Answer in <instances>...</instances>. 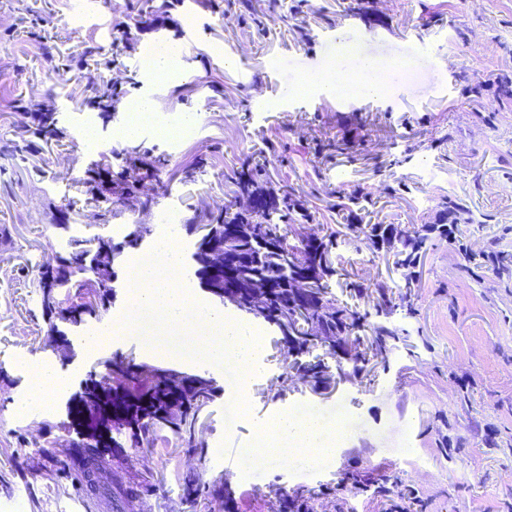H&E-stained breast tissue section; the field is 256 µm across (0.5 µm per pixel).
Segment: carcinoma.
Masks as SVG:
<instances>
[{
  "label": "carcinoma",
  "mask_w": 512,
  "mask_h": 512,
  "mask_svg": "<svg viewBox=\"0 0 512 512\" xmlns=\"http://www.w3.org/2000/svg\"><path fill=\"white\" fill-rule=\"evenodd\" d=\"M88 100L105 104L109 109H118L121 98L111 87L104 89L88 84L84 88ZM21 130L28 136L27 147L32 155H39V145L51 147L60 141L52 112L20 113ZM121 172L116 185H105L95 176L110 171L112 156L102 155L100 161L87 167L83 173V183L89 187L90 201L99 210L105 222L112 218L116 206L123 202L124 194L135 190L146 180L157 184L163 182L165 159L151 157L149 153L132 148L120 157ZM235 184L242 193H259L269 198L264 221L259 222L251 214L241 211L232 212L224 208L212 217L211 223L216 225L213 243L217 247L224 246V234L236 227L240 236L236 238L241 254L245 259L243 274L246 279H256L267 286L268 296L265 311L253 313L256 319L273 323L282 317L293 320V314L300 302H305L316 317L318 333L316 337L329 344V354L337 355L335 343L339 336L365 338L364 349L358 348L348 353L347 361L352 364L351 375L358 376L367 363L366 351L377 354L386 351L388 340L395 336L394 330L382 322H369L370 313L362 311L355 305L343 303L329 292L330 281L338 271L332 261V249L340 236H362L372 247L380 249L391 245V238L402 240L396 253L395 265L407 270L402 278L401 287L409 292L414 288L418 256L426 242L437 234L448 237V225L457 224L465 213L464 208L450 200L443 209L445 223L423 224L413 231H403L391 224H339L337 229L318 239V244L303 243L299 235L292 234L290 223L294 220L293 213L298 206L293 199V191L278 192L264 185L263 169L255 168L248 174H235ZM367 193L360 190L348 196H337L336 210L354 212L362 209L361 202ZM103 246L114 253L113 275L123 262L125 253L137 248L135 231H130L121 240L110 236L100 238ZM84 239L72 238L69 250L60 254V262L56 269L40 271L35 278V287L41 294V307L47 332H52L56 317L77 309L74 299L83 291L96 287L98 302L96 307L79 312L81 322L102 321L112 307L110 278L98 279L92 260L85 257L82 250ZM196 259L191 263L193 275L202 287L209 285L208 265L205 262L206 252L195 250ZM487 259L498 273L512 270V253H487ZM300 275L312 281V287L305 299L301 300L291 288L294 276ZM378 295L377 314L388 315L395 307L393 294L383 285H376ZM133 365L122 359H112V375L116 386H121L134 403L131 405L132 418L126 425L116 429L112 439L122 448H149L153 444V436L159 430H166L181 439L190 448H200L202 444L195 438V422L202 406L213 401L219 391L214 379L205 380L198 390L180 400L170 399L165 388V377L158 376L151 380L134 381ZM302 375L312 379L316 387H328L334 379L333 373L322 362H306L301 368Z\"/></svg>",
  "instance_id": "1"
}]
</instances>
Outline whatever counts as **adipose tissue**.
Wrapping results in <instances>:
<instances>
[{
    "instance_id": "ef3b65f1",
    "label": "adipose tissue",
    "mask_w": 512,
    "mask_h": 512,
    "mask_svg": "<svg viewBox=\"0 0 512 512\" xmlns=\"http://www.w3.org/2000/svg\"><path fill=\"white\" fill-rule=\"evenodd\" d=\"M354 69H345L344 59L325 68L319 77L301 79L299 89L308 94L335 84L351 83L366 96L378 94L384 85L376 81L378 65L369 57L356 59ZM344 424H337L333 431H326L322 423L310 416H298L292 413L279 415L275 420L256 425L255 437L263 451L281 462H290L298 458L308 462H317L320 457L333 453L344 438Z\"/></svg>"
}]
</instances>
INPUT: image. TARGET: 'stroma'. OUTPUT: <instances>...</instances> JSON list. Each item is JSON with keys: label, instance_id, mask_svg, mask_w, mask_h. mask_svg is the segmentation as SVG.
Returning <instances> with one entry per match:
<instances>
[{"label": "stroma", "instance_id": "stroma-1", "mask_svg": "<svg viewBox=\"0 0 512 512\" xmlns=\"http://www.w3.org/2000/svg\"><path fill=\"white\" fill-rule=\"evenodd\" d=\"M137 0L84 13L78 0H0V512H85L83 496L111 503L124 486H138L123 512H224L232 488L236 512H270L275 491L309 492L357 476L380 475L399 489L414 487L417 512H512V276L488 266L462 271L464 250L512 252V101L496 93L512 76V0H210L178 4L168 24L145 22ZM42 24L32 27V17ZM198 37L187 42L186 30ZM136 33L112 68L81 69L60 79L59 58L84 45L104 46L117 30ZM181 47V80L152 92L141 74L144 56ZM350 50L397 70L400 79L380 95L356 90L332 96L293 95L295 79ZM104 79L126 97L154 96L163 106L156 124L181 127L176 139L142 130L135 143L168 159L165 184L142 182L109 222L91 217L80 183L87 165L109 153L125 112L103 117L83 93L86 79ZM485 84L481 97L471 81ZM32 112L54 113L66 134L45 153L42 174L28 170L15 124V100ZM330 139L348 142V154L328 157ZM195 165L193 176L183 169ZM264 167L269 186L293 189L318 234L351 223L336 211L338 193L362 188L376 224L405 228L437 223L447 200L460 203L469 222L450 236L430 239L417 286L389 316L397 331L386 354L365 371L325 392L283 388L288 372L278 329L256 327L264 339L261 371L249 384L248 417L227 419L224 395L235 389L230 369L192 358L147 324L119 338L103 354L163 365L214 378L223 395L203 406L196 428L202 446L184 447L161 432L153 447L124 449L100 477L106 493H91L73 449L54 446L68 393L96 368L78 329L73 358L61 364L49 347L35 270L70 237L122 239L148 224L155 237L175 233L182 253L193 240L186 222L204 224L210 210L233 206L234 173ZM155 198L144 207L145 198ZM69 212V232L50 225L49 205ZM333 259L370 283L395 287L393 253L366 241L338 237ZM58 364L65 394L45 408L26 400L31 365ZM344 421L335 453L304 469H286L256 449L254 427L283 413ZM234 448L240 467L224 470ZM209 486L206 496L189 485Z\"/></svg>", "mask_w": 512, "mask_h": 512}]
</instances>
